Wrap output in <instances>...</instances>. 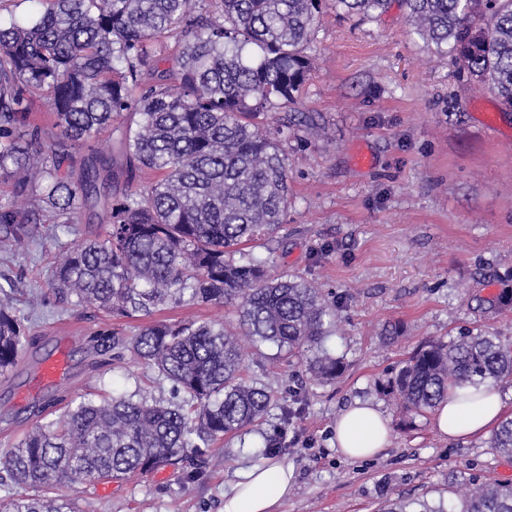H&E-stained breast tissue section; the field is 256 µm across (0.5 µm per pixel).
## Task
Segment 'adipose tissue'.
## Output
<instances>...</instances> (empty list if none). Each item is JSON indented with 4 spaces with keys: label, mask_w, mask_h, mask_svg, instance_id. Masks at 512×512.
Wrapping results in <instances>:
<instances>
[{
    "label": "adipose tissue",
    "mask_w": 512,
    "mask_h": 512,
    "mask_svg": "<svg viewBox=\"0 0 512 512\" xmlns=\"http://www.w3.org/2000/svg\"><path fill=\"white\" fill-rule=\"evenodd\" d=\"M499 391L469 385L450 389L432 420L436 432L464 440L487 434L503 417ZM336 450L349 460L377 456L391 441L389 419L379 405L358 400L347 406L334 423ZM291 467L278 461L249 467L224 500V512H278L293 482Z\"/></svg>",
    "instance_id": "1"
}]
</instances>
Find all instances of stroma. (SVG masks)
Returning <instances> with one entry per match:
<instances>
[{
	"label": "stroma",
	"instance_id": "obj_1",
	"mask_svg": "<svg viewBox=\"0 0 512 512\" xmlns=\"http://www.w3.org/2000/svg\"><path fill=\"white\" fill-rule=\"evenodd\" d=\"M313 66L293 106L314 126L288 144V235L256 248L269 272L318 283L338 306L326 347L346 364L335 381H311L306 360H275L270 348H246L244 377L268 387L273 402L252 431L225 436L186 466H168L62 495L83 497L97 512H224V496L245 468L279 461L294 471L281 512H379L388 500L438 502L452 473L512 483V457L488 436L450 441L431 416L403 415L377 384L394 375L422 342L471 330L512 343V311L480 302L512 289V111L452 59L431 54L412 32L399 0L372 21L328 12L310 51ZM372 158L356 163L360 152ZM82 222L75 234L0 251V283H15L25 314L31 289L52 277L59 245L106 233ZM141 318L113 320L78 305L30 320L32 347L0 373V448L17 444L42 421L49 402L96 390L178 402L182 396L130 356L97 345L93 332L120 326L135 333ZM394 341H385L389 329ZM65 350L68 368L39 385L41 362ZM357 400L390 419L391 445L368 460L337 454L332 427ZM279 447L262 455L264 440Z\"/></svg>",
	"mask_w": 512,
	"mask_h": 512
}]
</instances>
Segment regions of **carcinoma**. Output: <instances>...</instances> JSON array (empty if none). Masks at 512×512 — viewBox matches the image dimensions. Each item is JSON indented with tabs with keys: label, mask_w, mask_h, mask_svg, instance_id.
Segmentation results:
<instances>
[{
	"label": "carcinoma",
	"mask_w": 512,
	"mask_h": 512,
	"mask_svg": "<svg viewBox=\"0 0 512 512\" xmlns=\"http://www.w3.org/2000/svg\"><path fill=\"white\" fill-rule=\"evenodd\" d=\"M35 2L41 8L0 26V183L11 186L0 198V247L56 239L85 211L105 217L104 239L53 255L54 279L28 306L150 319L131 335L112 328V348L185 393L174 406L140 388L79 396L0 451V468L21 488L0 512H95L50 490L176 466L267 413L270 392L242 377L240 337L278 357L308 354L316 382L343 372V359L323 348L336 303L299 275L270 276L250 248L288 224V140L302 119L287 112L311 69L320 18L333 10L370 20L391 0ZM403 2L431 53L453 56L512 108V0ZM39 92L49 95L45 124L31 118ZM126 113L137 120L118 128L112 151L99 150L98 137ZM76 147L88 154L76 159ZM136 172L150 181L133 187ZM13 295V284H0L1 372L32 341ZM181 304L230 306L236 328L154 319ZM467 384L511 385L512 344L469 331L428 341L378 390L421 416ZM489 447L512 456V417ZM417 512H512V483L450 474L448 500Z\"/></svg>",
	"instance_id": "carcinoma-1"
}]
</instances>
